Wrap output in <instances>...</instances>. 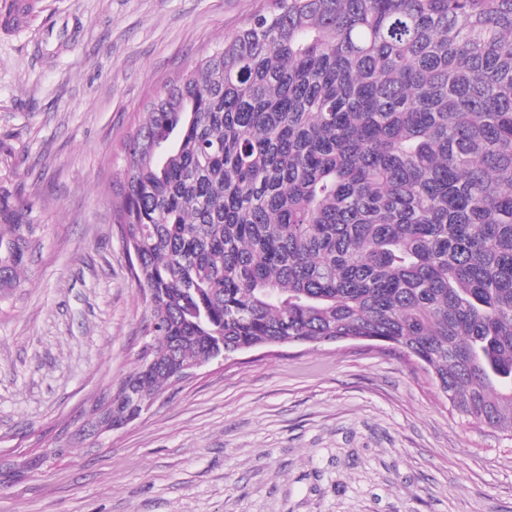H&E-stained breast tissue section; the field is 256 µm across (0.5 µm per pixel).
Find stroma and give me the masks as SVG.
<instances>
[{
    "label": "stroma",
    "mask_w": 512,
    "mask_h": 512,
    "mask_svg": "<svg viewBox=\"0 0 512 512\" xmlns=\"http://www.w3.org/2000/svg\"><path fill=\"white\" fill-rule=\"evenodd\" d=\"M263 0H37L0 28V173L37 225L0 298V512H512V441L452 414L379 343L265 347L84 433L147 341L112 222L150 102ZM64 447V455L53 450Z\"/></svg>",
    "instance_id": "obj_1"
}]
</instances>
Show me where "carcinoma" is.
Segmentation results:
<instances>
[{
	"label": "carcinoma",
	"mask_w": 512,
	"mask_h": 512,
	"mask_svg": "<svg viewBox=\"0 0 512 512\" xmlns=\"http://www.w3.org/2000/svg\"><path fill=\"white\" fill-rule=\"evenodd\" d=\"M111 206L155 359L116 390L367 336L512 438V0H267L151 103ZM33 231L1 178L3 296Z\"/></svg>",
	"instance_id": "cac0c4a2"
}]
</instances>
